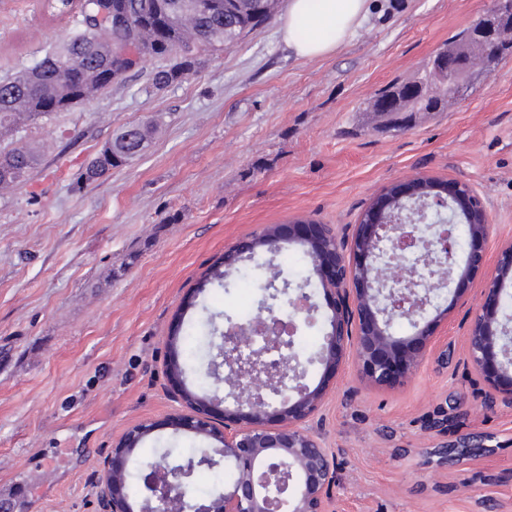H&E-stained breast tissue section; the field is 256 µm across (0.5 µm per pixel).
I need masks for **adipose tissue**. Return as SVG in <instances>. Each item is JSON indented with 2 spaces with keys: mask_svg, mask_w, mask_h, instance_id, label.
I'll list each match as a JSON object with an SVG mask.
<instances>
[{
  "mask_svg": "<svg viewBox=\"0 0 512 512\" xmlns=\"http://www.w3.org/2000/svg\"><path fill=\"white\" fill-rule=\"evenodd\" d=\"M367 16V0H289L281 34L297 57L314 59L355 36Z\"/></svg>",
  "mask_w": 512,
  "mask_h": 512,
  "instance_id": "ef3b65f1",
  "label": "adipose tissue"
}]
</instances>
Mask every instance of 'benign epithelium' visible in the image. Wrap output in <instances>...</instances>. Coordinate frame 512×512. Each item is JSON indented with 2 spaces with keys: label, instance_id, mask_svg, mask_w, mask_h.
<instances>
[{
  "label": "benign epithelium",
  "instance_id": "7a95c632",
  "mask_svg": "<svg viewBox=\"0 0 512 512\" xmlns=\"http://www.w3.org/2000/svg\"><path fill=\"white\" fill-rule=\"evenodd\" d=\"M512 12V0H492L487 25L472 38L493 50L498 42L496 20ZM467 49L439 51L429 62L437 79L463 83L469 69ZM468 226L469 246L463 270L450 243L452 228ZM490 234L487 205L474 186L455 179L417 176L393 181L378 190L361 213L351 239L339 236L331 224L297 219L283 230L267 225L244 246L224 253V275L259 251L277 253L288 244H301L311 258L310 274L321 285L331 315L319 352L311 358L323 366V380L312 388L305 369L293 354L282 364L267 358V349L293 347L294 337L318 320V305L309 296L292 303V314H277L274 302L288 286L273 287L261 304V315L240 324L225 316L226 329L216 358L227 368L225 380L234 388L236 408L216 396L199 397L185 386L180 364L166 366L173 392L184 405L175 415L178 428L207 436L218 448H207L187 462H144L134 455L153 426L139 423L112 444L97 485L101 512H330V491L336 483L333 455L311 422L321 408L336 371L347 351L356 352V379L363 385L397 386L406 382L424 352L438 336L447 316L442 309L425 319L432 305L431 290L419 292L413 271L386 278L384 269L402 266L401 251L421 250L430 278L455 284L453 298H463L476 276L483 277V302L475 310L468 344L470 364L486 380L496 397L512 404V352L500 345L495 325L501 310L502 291L512 281V240L497 250L494 264L487 262ZM408 320L415 329L411 338L397 336L393 322ZM281 326L270 334L267 348L244 357L241 348L260 326ZM224 458L236 471L224 491L209 498L189 493L198 467ZM137 466L145 471L146 494L133 499L126 491V472Z\"/></svg>",
  "mask_w": 512,
  "mask_h": 512
}]
</instances>
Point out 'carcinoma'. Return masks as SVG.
<instances>
[{
	"mask_svg": "<svg viewBox=\"0 0 512 512\" xmlns=\"http://www.w3.org/2000/svg\"><path fill=\"white\" fill-rule=\"evenodd\" d=\"M58 17L75 15L70 35L34 66L0 80V127L33 124L53 111L62 112L107 88L112 80L132 71L153 57H169L172 63L154 72L152 83L167 87L197 71L201 55L228 49L246 34L266 23L271 15L244 0H193L159 34L151 24L153 15L167 11L169 0H44ZM134 16L133 27L118 30L112 24L117 8ZM417 80L426 84L425 101L411 100L400 112H439L456 99L453 89L429 80L423 71ZM407 95V83L386 87L374 100L372 111L382 102ZM127 140L107 142L94 163L89 178H98L134 159L147 140L149 126L128 128ZM37 161L35 148H0V187L27 181Z\"/></svg>",
	"mask_w": 512,
	"mask_h": 512,
	"instance_id": "1",
	"label": "carcinoma"
}]
</instances>
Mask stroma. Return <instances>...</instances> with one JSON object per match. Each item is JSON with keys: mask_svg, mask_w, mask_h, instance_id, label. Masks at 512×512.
Instances as JSON below:
<instances>
[{"mask_svg": "<svg viewBox=\"0 0 512 512\" xmlns=\"http://www.w3.org/2000/svg\"><path fill=\"white\" fill-rule=\"evenodd\" d=\"M488 0H368L357 35L315 59L294 55L268 23L192 75L158 89L149 59L66 112L20 128L10 143L40 157L26 183L0 191V488L14 512H99L112 444L155 430L142 460H181L214 440L174 428L181 404L168 364L196 393L226 396L207 368L211 325L257 314L264 292L207 283L228 249L266 225L305 217L351 236L371 196L416 174L472 184L485 198L495 256L512 239V56L446 112L367 111L409 78ZM71 23L41 0H0V76L34 64ZM152 122L141 155L95 181L84 173L118 132ZM481 281L453 301L436 347L401 387L363 386L347 360L313 421L336 463L333 512H512V406L488 407L468 361ZM193 322L196 336L176 333ZM440 411L448 429L430 428ZM481 437L486 454L439 464L432 450Z\"/></svg>", "mask_w": 512, "mask_h": 512, "instance_id": "1", "label": "stroma"}]
</instances>
